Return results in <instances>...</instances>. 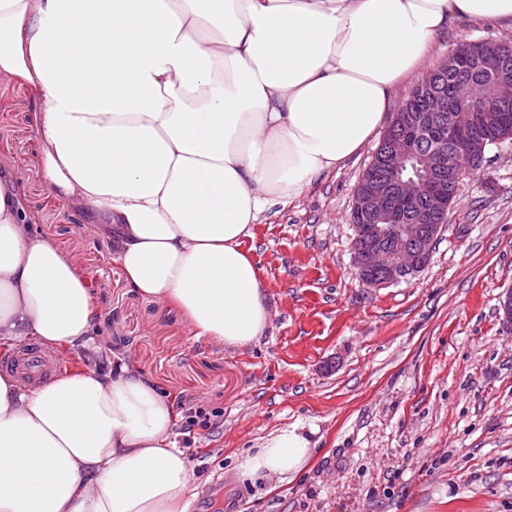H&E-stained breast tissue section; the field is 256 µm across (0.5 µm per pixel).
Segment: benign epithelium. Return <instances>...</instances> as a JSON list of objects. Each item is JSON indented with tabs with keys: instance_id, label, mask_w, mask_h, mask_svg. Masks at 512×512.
<instances>
[{
	"instance_id": "obj_1",
	"label": "benign epithelium",
	"mask_w": 512,
	"mask_h": 512,
	"mask_svg": "<svg viewBox=\"0 0 512 512\" xmlns=\"http://www.w3.org/2000/svg\"><path fill=\"white\" fill-rule=\"evenodd\" d=\"M508 55L503 43L485 40L474 54L441 59L409 91L421 99V106L394 113L371 162L374 168L382 166L386 175L377 178L372 171L364 172L354 194L352 213L361 219L353 225L356 275L366 286L397 282L425 266L443 229L437 217L448 216L445 179L469 170L478 147L467 132L496 120L497 110L512 104V69L502 63ZM457 66L490 75L497 98L491 107L450 114L459 137L448 148V126L437 127L434 121L449 110L441 82ZM425 135L443 145L415 146Z\"/></svg>"
}]
</instances>
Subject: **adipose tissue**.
<instances>
[{"instance_id": "1", "label": "adipose tissue", "mask_w": 512, "mask_h": 512, "mask_svg": "<svg viewBox=\"0 0 512 512\" xmlns=\"http://www.w3.org/2000/svg\"><path fill=\"white\" fill-rule=\"evenodd\" d=\"M459 16L512 19V0H0V84L28 78L44 181L92 216L127 288L244 349L268 307L243 239L368 142ZM100 316L0 177V345L95 354ZM178 420L126 365L0 373V512H189ZM311 454L287 427L237 469L284 481Z\"/></svg>"}]
</instances>
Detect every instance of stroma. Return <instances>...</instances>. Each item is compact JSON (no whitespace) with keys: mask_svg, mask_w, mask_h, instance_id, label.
Here are the masks:
<instances>
[{"mask_svg":"<svg viewBox=\"0 0 512 512\" xmlns=\"http://www.w3.org/2000/svg\"><path fill=\"white\" fill-rule=\"evenodd\" d=\"M512 41V20L462 18L432 48ZM26 79L0 88V172L88 273L102 312L98 365L127 362L169 396L222 412L176 433L194 471L190 512H512V140L466 180L429 263L378 288L357 279L352 202L370 140L302 196L277 203L243 241L269 324L245 349L189 335L174 307L127 292L108 240L45 185L41 102ZM298 427L313 454L285 481L244 482L238 455Z\"/></svg>","mask_w":512,"mask_h":512,"instance_id":"stroma-1","label":"stroma"}]
</instances>
